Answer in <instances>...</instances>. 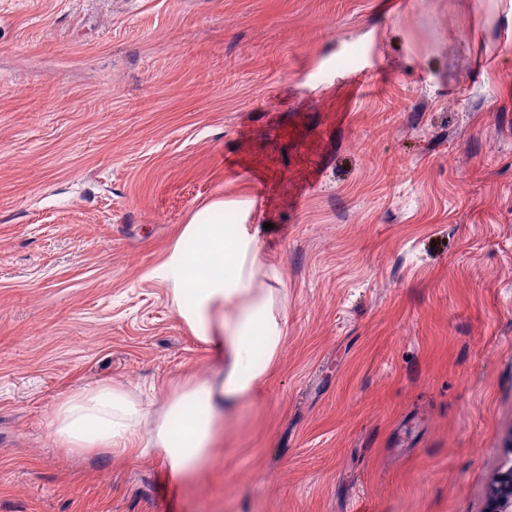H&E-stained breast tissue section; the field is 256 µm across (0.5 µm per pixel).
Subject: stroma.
<instances>
[{
  "label": "stroma",
  "mask_w": 512,
  "mask_h": 512,
  "mask_svg": "<svg viewBox=\"0 0 512 512\" xmlns=\"http://www.w3.org/2000/svg\"><path fill=\"white\" fill-rule=\"evenodd\" d=\"M219 199L279 360L182 483L61 451L213 372L149 273ZM511 437L512 0H0V512H484Z\"/></svg>",
  "instance_id": "35a3bbf8"
}]
</instances>
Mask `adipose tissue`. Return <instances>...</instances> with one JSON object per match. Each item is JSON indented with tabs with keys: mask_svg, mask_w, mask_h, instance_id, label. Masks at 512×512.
<instances>
[{
	"mask_svg": "<svg viewBox=\"0 0 512 512\" xmlns=\"http://www.w3.org/2000/svg\"><path fill=\"white\" fill-rule=\"evenodd\" d=\"M251 208L245 199L211 202L151 271L169 286L176 311L196 340L218 351L214 375L184 380L160 411L118 384L74 391L51 418L59 447L140 457L154 449L182 479L212 459L229 416L277 362L288 333L286 312L276 307L271 289L257 284L259 242L245 226ZM224 211L235 215V223L218 220Z\"/></svg>",
	"mask_w": 512,
	"mask_h": 512,
	"instance_id": "1",
	"label": "adipose tissue"
}]
</instances>
